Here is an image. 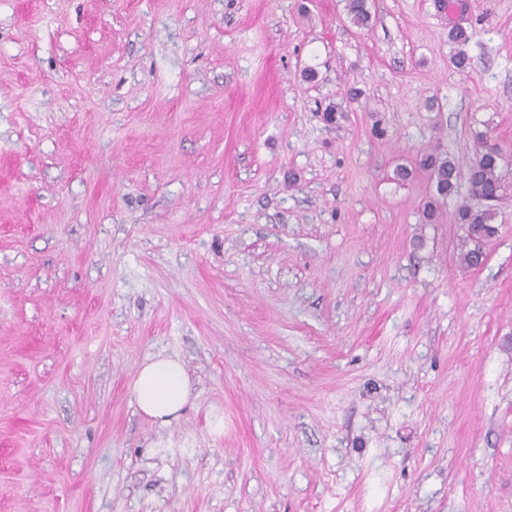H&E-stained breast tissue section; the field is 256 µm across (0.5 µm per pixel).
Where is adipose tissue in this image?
I'll use <instances>...</instances> for the list:
<instances>
[{"label": "adipose tissue", "instance_id": "1", "mask_svg": "<svg viewBox=\"0 0 512 512\" xmlns=\"http://www.w3.org/2000/svg\"><path fill=\"white\" fill-rule=\"evenodd\" d=\"M131 397L145 416L167 423L193 403V388L182 361L171 355L146 358L131 384Z\"/></svg>", "mask_w": 512, "mask_h": 512}]
</instances>
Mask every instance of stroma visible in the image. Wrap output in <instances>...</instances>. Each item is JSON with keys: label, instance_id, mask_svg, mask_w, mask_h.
Masks as SVG:
<instances>
[{"label": "stroma", "instance_id": "35a3bbf8", "mask_svg": "<svg viewBox=\"0 0 512 512\" xmlns=\"http://www.w3.org/2000/svg\"><path fill=\"white\" fill-rule=\"evenodd\" d=\"M467 2L460 74L443 0H0V512H512V0ZM481 134L466 268L467 184L427 224L393 170ZM472 36L473 31L467 27L453 24L448 28V38L458 47L450 62L458 72H465L470 67V58L463 47L466 46ZM504 157L500 149L486 141L467 168L469 196L474 203L459 207L457 221L464 230L459 261L466 267L480 264L482 246L496 234L497 211L491 202L497 201L505 189ZM472 244L473 248H468ZM130 391L138 410L160 423L178 418L194 399V390L182 361L171 355L146 358Z\"/></svg>", "mask_w": 512, "mask_h": 512}]
</instances>
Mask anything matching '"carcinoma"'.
Returning a JSON list of instances; mask_svg holds the SVG:
<instances>
[{
  "instance_id": "carcinoma-1",
  "label": "carcinoma",
  "mask_w": 512,
  "mask_h": 512,
  "mask_svg": "<svg viewBox=\"0 0 512 512\" xmlns=\"http://www.w3.org/2000/svg\"><path fill=\"white\" fill-rule=\"evenodd\" d=\"M348 13L354 24L365 27L369 22L366 0H348ZM473 31L454 24L448 28V38L458 50L451 58V65L459 72L470 67V58L464 46L470 41ZM504 157L500 149L492 144L481 142L476 157L467 168V183L471 202L463 204L457 212V221L464 230L459 261L466 267L480 264L482 246L496 234L497 211L493 202L497 201L505 189ZM428 173L431 182V195L423 207V218L427 223L436 221L439 204L457 192L461 175L459 164L451 157L421 151L414 160V169Z\"/></svg>"
}]
</instances>
